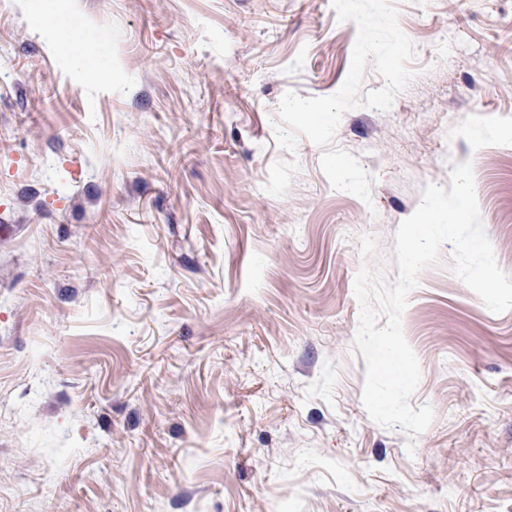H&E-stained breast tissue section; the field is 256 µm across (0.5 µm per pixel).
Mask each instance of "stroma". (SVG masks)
I'll use <instances>...</instances> for the list:
<instances>
[{
  "instance_id": "1",
  "label": "stroma",
  "mask_w": 512,
  "mask_h": 512,
  "mask_svg": "<svg viewBox=\"0 0 512 512\" xmlns=\"http://www.w3.org/2000/svg\"><path fill=\"white\" fill-rule=\"evenodd\" d=\"M465 161L512 276V0H0V512H512V309L451 245L416 439L353 348Z\"/></svg>"
}]
</instances>
